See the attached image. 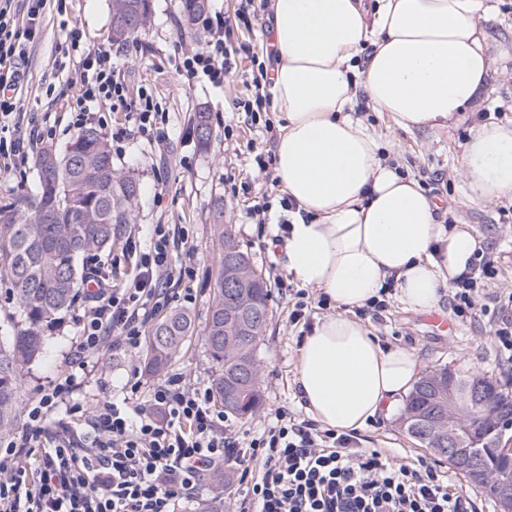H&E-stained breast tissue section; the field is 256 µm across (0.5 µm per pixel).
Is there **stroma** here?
<instances>
[{
	"label": "stroma",
	"instance_id": "1",
	"mask_svg": "<svg viewBox=\"0 0 512 512\" xmlns=\"http://www.w3.org/2000/svg\"><path fill=\"white\" fill-rule=\"evenodd\" d=\"M496 10L486 27L497 49L508 56L497 59L488 95L480 115L512 123V0H490ZM151 21L137 39L118 43L111 37V0H49L40 34L26 47L25 80L19 110L0 121V139L27 136L32 127L46 130L43 144L64 148L76 135L69 106L74 94L73 66L65 62L67 33L64 21L77 23L83 40L91 48L109 51L112 61L126 78L130 96L147 91L165 108L168 121L154 134L132 133L122 150L113 156L118 168L133 172L141 193L133 204L134 233L141 247H148L153 225L170 229L176 261L191 264L195 276L188 296L177 287H168L169 308L190 311L196 328H203L213 298L219 250L213 235L216 207H223L224 221L252 258L254 269L262 271L270 284L269 317L256 347L261 368L260 388L264 404L250 418L229 416L232 435H255L285 411L298 419L308 413L298 397L295 383L299 329L289 321L296 298L288 287L293 279L285 267L279 243V199L282 190L273 170H258L254 157L274 151L276 139L263 125L252 123L248 113L230 111L232 101L247 99L254 59H266L268 18L259 13L250 27L234 29L229 42L236 47V72L227 74L223 86L208 81L185 85L177 71L181 52L190 50L199 36L200 24L185 26L180 0H150ZM210 116L212 140L209 149L197 144L193 133L196 112ZM382 137L393 164L405 175L418 178L429 196L455 224H469L486 242L485 252L497 262L499 274L492 288L512 293V202L482 205L466 202L460 181L451 174L467 136L466 128L441 130L421 128L410 132L388 128L385 119L369 113ZM41 144H27L28 162L0 158V200L35 194L38 179L31 158ZM268 199L271 208L265 227L247 217L255 201ZM81 304H74L46 336V354L26 371L22 380V405L18 425H25V410L51 392L57 379L70 372L72 351L81 334L78 317ZM448 322V330L435 326V319ZM369 324L381 342L398 344L414 351L421 372L448 367L461 373H478L512 389V368L503 367L494 331L489 322H457L448 304L418 313L389 301L380 318ZM143 353H129L119 346H106L87 359L84 373L78 374L75 396L82 410L58 408L48 419V427L75 442L89 444L93 431L85 415L98 403L127 401L137 406L148 400L153 388L172 376L183 377L192 388L212 385L216 366L207 354L201 337L189 338L181 352L163 372L149 376L143 371ZM138 393H131L132 383ZM400 413L380 418L359 434L364 448L393 449L397 461L430 459L429 451L405 434Z\"/></svg>",
	"mask_w": 512,
	"mask_h": 512
}]
</instances>
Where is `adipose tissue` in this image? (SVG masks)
<instances>
[{"label":"adipose tissue","instance_id":"1","mask_svg":"<svg viewBox=\"0 0 512 512\" xmlns=\"http://www.w3.org/2000/svg\"><path fill=\"white\" fill-rule=\"evenodd\" d=\"M269 10L274 175L297 203L286 269L337 308L302 339L295 382L324 428L357 432L397 408L419 366L349 308L391 280L405 309L431 311L483 250L469 225L444 223L419 182L391 166L359 110L401 130L464 122L493 71L482 23L493 8L485 0H271ZM456 173L467 202L512 201V124L470 125Z\"/></svg>","mask_w":512,"mask_h":512}]
</instances>
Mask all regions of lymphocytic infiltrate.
I'll list each match as a JSON object with an SVG mask.
<instances>
[{"label": "lymphocytic infiltrate", "mask_w": 512, "mask_h": 512, "mask_svg": "<svg viewBox=\"0 0 512 512\" xmlns=\"http://www.w3.org/2000/svg\"><path fill=\"white\" fill-rule=\"evenodd\" d=\"M13 0H0V116L20 107L24 42L40 33L46 0H26V27L18 29ZM266 0H240L234 17L203 19L204 39L178 67L187 85L224 82L233 68L228 37L250 24ZM78 63L74 79L75 122L92 108L126 103L127 88L109 52L86 47L78 27L67 33ZM137 275L122 288L98 284L81 317L77 360L103 349L109 339L127 352L138 349L153 311L168 302L160 275L182 282L193 269L172 260L166 225L153 229L148 249L131 247ZM498 275L491 256L474 259L451 288L449 305L458 321L492 320L504 363L512 362V293L492 291ZM74 375H63L50 394L27 410L26 425L0 450V512H172L191 497L205 475L234 469L242 488L233 512H473L454 491L447 472L425 460L399 463L379 449L362 448L354 433L336 434L309 420L279 412L274 423L245 442L225 435L223 410L209 391L186 387L179 376L154 389L146 406L129 412L114 402L91 413L95 446L82 452L66 436L52 434L49 413L69 401ZM36 475H29L30 459Z\"/></svg>", "instance_id": "lymphocytic-infiltrate-1"}]
</instances>
